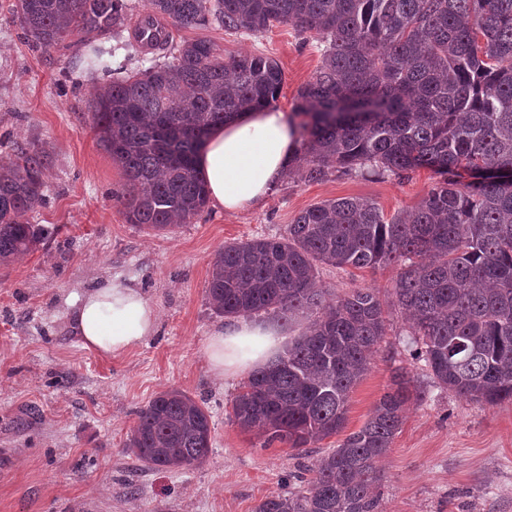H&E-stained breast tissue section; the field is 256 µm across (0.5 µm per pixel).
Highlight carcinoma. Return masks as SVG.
Masks as SVG:
<instances>
[{"label": "carcinoma", "instance_id": "obj_1", "mask_svg": "<svg viewBox=\"0 0 512 512\" xmlns=\"http://www.w3.org/2000/svg\"><path fill=\"white\" fill-rule=\"evenodd\" d=\"M175 28L216 22L255 34L274 24L324 44L320 67L298 92L294 114L303 155L290 173L322 182L353 171L408 179L439 176L409 211L385 219L371 199L325 200L301 212L279 239L226 243L207 285L226 318L273 313L312 317L277 361L253 371L232 400L233 421L303 452L346 426L350 394L385 335L375 288L332 302L318 286L321 265L397 269L392 304L412 320L409 355L442 388L487 405L512 402V0H147ZM26 35L48 50L77 35L70 63L109 77L92 103L99 143L121 165L112 198L128 223L168 232L199 216L207 191L197 158L209 132L276 101L278 62L262 55L224 59L213 43L147 42L116 47L99 38L130 25L125 0H15ZM160 54L131 70L134 53ZM47 147H16L0 165V265L52 239L33 224L45 201ZM485 169L461 180V171ZM414 376L391 383L359 430L320 457L254 512H379L378 462L399 432L406 406L423 399ZM211 447L204 403L171 388L137 411L126 448L155 468L203 463Z\"/></svg>", "mask_w": 512, "mask_h": 512}]
</instances>
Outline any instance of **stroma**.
<instances>
[{
  "label": "stroma",
  "mask_w": 512,
  "mask_h": 512,
  "mask_svg": "<svg viewBox=\"0 0 512 512\" xmlns=\"http://www.w3.org/2000/svg\"><path fill=\"white\" fill-rule=\"evenodd\" d=\"M0 0V163L18 146L48 144L46 200L33 221L56 236L0 268V512H253L288 486L290 474L337 447L323 440L305 455L276 443L261 448L231 419L242 377L213 375L205 340L225 324L206 299L210 262L230 242L279 238L300 212L330 198L366 197L385 217L411 209L436 181L359 172L318 183L283 177L258 206L228 214L206 206L175 233L155 235L127 223L111 193L124 171L91 127V100L103 75L68 70L67 52L26 39ZM175 41L204 39L224 57L263 54L284 73L275 108L292 113L321 55L292 25L257 35L223 28H176ZM132 279L156 303L158 331L120 356L83 349L66 328L76 294L102 279ZM396 272L322 267L332 296L368 287L388 296ZM386 334L353 389L348 431L358 430L384 394L396 366L409 367L424 398L411 402L380 460L382 512H512V403H478L435 386L407 351L408 323L386 309ZM179 388L204 400L212 451L201 465L146 467L124 448L137 411Z\"/></svg>",
  "instance_id": "stroma-1"
}]
</instances>
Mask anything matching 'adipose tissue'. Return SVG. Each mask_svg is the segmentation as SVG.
Returning <instances> with one entry per match:
<instances>
[{
	"label": "adipose tissue",
	"mask_w": 512,
	"mask_h": 512,
	"mask_svg": "<svg viewBox=\"0 0 512 512\" xmlns=\"http://www.w3.org/2000/svg\"><path fill=\"white\" fill-rule=\"evenodd\" d=\"M298 153L284 112L267 107L216 127L198 166L214 206L233 213L264 200ZM158 319L152 300L117 276L79 294L68 313L72 336L105 356L144 343L154 336ZM282 342L276 324L242 317L209 336L203 351L217 376L235 377L270 365Z\"/></svg>",
	"instance_id": "1"
}]
</instances>
